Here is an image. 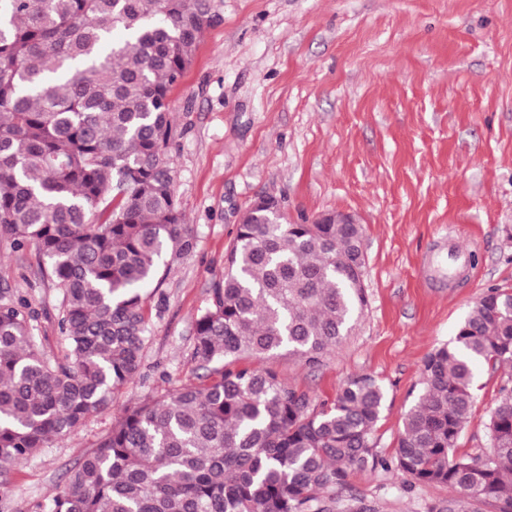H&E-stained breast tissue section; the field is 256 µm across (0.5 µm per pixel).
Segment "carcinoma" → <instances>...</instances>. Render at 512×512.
I'll list each match as a JSON object with an SVG mask.
<instances>
[{
    "label": "carcinoma",
    "instance_id": "cac0c4a2",
    "mask_svg": "<svg viewBox=\"0 0 512 512\" xmlns=\"http://www.w3.org/2000/svg\"><path fill=\"white\" fill-rule=\"evenodd\" d=\"M215 24L209 0H0V237L41 258L68 347L47 357L28 302L0 292V469L111 410L140 371L141 289L194 246L165 155L169 93ZM363 238L361 224L248 206L194 319L205 380L126 405L44 512H374L349 478L378 466L451 490L426 512H512V389L486 424L490 450L455 454L475 364L512 369V293L488 289L426 356L389 461L374 453L377 379L315 405L244 363L336 349L365 304Z\"/></svg>",
    "mask_w": 512,
    "mask_h": 512
}]
</instances>
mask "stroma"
I'll use <instances>...</instances> for the list:
<instances>
[{
  "mask_svg": "<svg viewBox=\"0 0 512 512\" xmlns=\"http://www.w3.org/2000/svg\"><path fill=\"white\" fill-rule=\"evenodd\" d=\"M192 64L170 92L167 155L194 247L144 289L148 342L111 411L0 475V512H40L128 401L196 381L194 317L209 306L240 217L280 200L288 223L344 211L364 227L367 303L320 363L281 352L282 378L314 401L369 374L388 391L375 451L396 452L425 357L450 343L490 288L512 292V0H211ZM34 250L0 239V290L27 299L48 356L67 342ZM457 452L488 451L507 371L474 369ZM376 512H424L442 486L393 471L350 478Z\"/></svg>",
  "mask_w": 512,
  "mask_h": 512,
  "instance_id": "1",
  "label": "stroma"
}]
</instances>
